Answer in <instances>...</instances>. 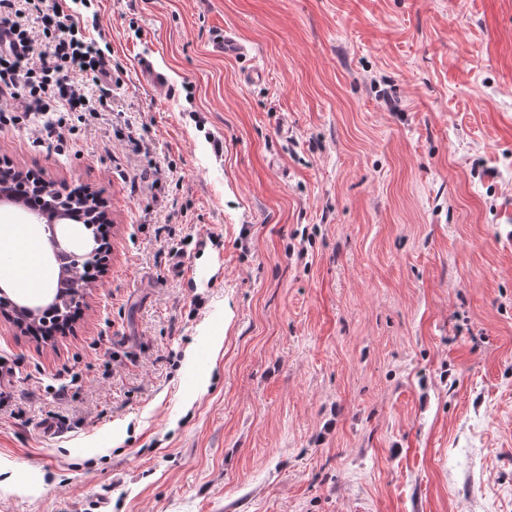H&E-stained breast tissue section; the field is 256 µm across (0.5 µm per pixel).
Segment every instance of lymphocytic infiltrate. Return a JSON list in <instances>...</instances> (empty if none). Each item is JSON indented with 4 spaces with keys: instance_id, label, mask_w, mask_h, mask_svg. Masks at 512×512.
Wrapping results in <instances>:
<instances>
[{
    "instance_id": "lymphocytic-infiltrate-1",
    "label": "lymphocytic infiltrate",
    "mask_w": 512,
    "mask_h": 512,
    "mask_svg": "<svg viewBox=\"0 0 512 512\" xmlns=\"http://www.w3.org/2000/svg\"><path fill=\"white\" fill-rule=\"evenodd\" d=\"M0 129L30 123L34 143L73 149L72 114L100 117L111 97L110 52L87 36L81 12L62 0H0Z\"/></svg>"
}]
</instances>
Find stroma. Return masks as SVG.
I'll list each match as a JSON object with an SVG mask.
<instances>
[{
  "label": "stroma",
  "instance_id": "obj_1",
  "mask_svg": "<svg viewBox=\"0 0 512 512\" xmlns=\"http://www.w3.org/2000/svg\"><path fill=\"white\" fill-rule=\"evenodd\" d=\"M84 19L104 119L0 159L95 190L110 249L72 332L0 317V512H512V0ZM210 51L226 59H238L245 56V45L231 32L219 30L212 34Z\"/></svg>",
  "mask_w": 512,
  "mask_h": 512
}]
</instances>
